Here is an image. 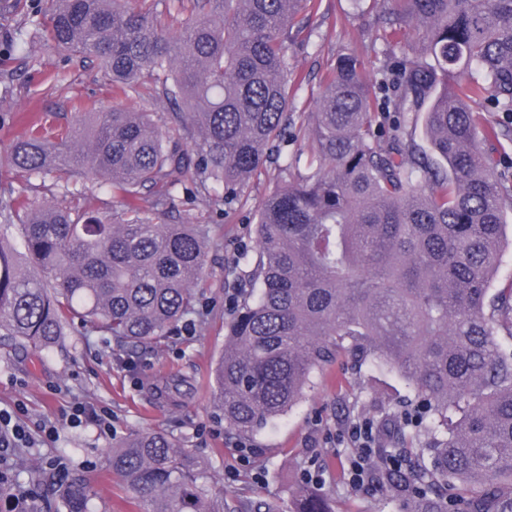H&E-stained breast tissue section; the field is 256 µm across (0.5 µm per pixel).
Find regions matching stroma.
<instances>
[{"label":"stroma","instance_id":"obj_1","mask_svg":"<svg viewBox=\"0 0 512 512\" xmlns=\"http://www.w3.org/2000/svg\"><path fill=\"white\" fill-rule=\"evenodd\" d=\"M50 6L51 0H0V45L34 12ZM376 13L374 0H320L311 36L289 45L288 66L301 80L283 152V163H290L293 171L308 167V114L338 55H354L369 73L387 63L392 41L367 24ZM78 97L104 111L115 106L164 114L174 110L165 101L152 104L133 92H111L108 75L95 62L40 41L26 51L0 56V153L23 134L26 113L47 114L54 124H65L72 119L70 102ZM283 163L268 164L249 182L240 201L230 205L205 196L195 199L175 188L174 212L160 216L163 224L211 227L212 245L198 282L205 318L194 333L170 337L157 349H142L72 329L43 352L0 336V408L22 405L21 420L34 440L32 447L14 451L8 479L0 485V512H9L8 501L20 488L34 491V512H48L57 503L60 480L45 466L51 458L65 464L67 475L92 477L94 512H144L145 503L108 464L112 447L142 430L169 432L195 448L217 493L270 501L278 512H292L303 486L301 475L309 469L320 472L316 490L331 512H409L407 504L378 485L351 486L346 471L351 453L344 438L346 424L402 413L409 388L397 373L370 362L358 366L347 355H338L314 373L311 387L286 416L245 441L225 427L216 406L210 374L228 339L227 300L257 259L256 206L283 184ZM23 197L66 202L53 178L36 190L22 175H0V205ZM173 379L183 382L176 401L157 398L154 383ZM75 400L95 411L109 410L111 433H101L91 421L74 428L61 421ZM49 419L57 420L58 432L46 441L41 425Z\"/></svg>","mask_w":512,"mask_h":512}]
</instances>
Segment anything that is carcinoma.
I'll list each match as a JSON object with an SVG mask.
<instances>
[{
	"label": "carcinoma",
	"mask_w": 512,
	"mask_h": 512,
	"mask_svg": "<svg viewBox=\"0 0 512 512\" xmlns=\"http://www.w3.org/2000/svg\"><path fill=\"white\" fill-rule=\"evenodd\" d=\"M53 0L16 34L97 60L110 89L184 104L162 129L156 112L93 111L56 140L32 129L0 155V175L83 171L145 205L100 218L84 203L0 207V335L38 352L68 327L151 347L193 330L208 224H159L170 189L221 187L239 201L246 179L279 155L299 81L288 43L316 0H188L182 34L164 32L159 0ZM385 31L415 38L398 64L366 74L338 56L310 115V171L257 207L258 258L212 375L224 424L251 437L286 414L311 375L342 352L369 357L413 393L401 425L378 422L389 474L411 512H512V287L490 293L512 218V168L479 149V133L512 138V0H383ZM501 115L484 125L471 104ZM423 123L428 150L410 129ZM459 413L457 419L450 412ZM431 457L415 451L420 432ZM112 472L147 512H271L212 491L195 449L158 431L132 433ZM68 512H91L88 476L61 484ZM295 512H326L301 491Z\"/></svg>",
	"instance_id": "obj_1"
}]
</instances>
